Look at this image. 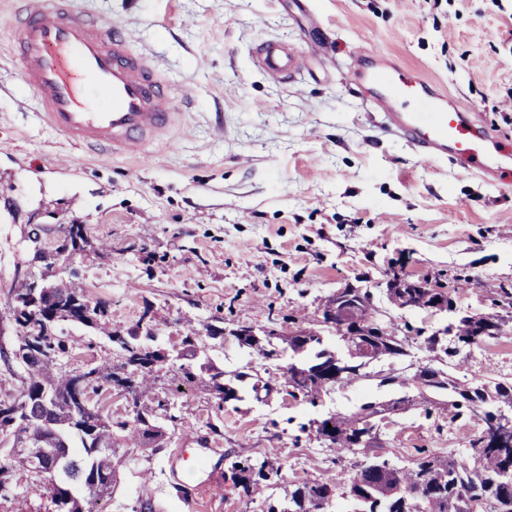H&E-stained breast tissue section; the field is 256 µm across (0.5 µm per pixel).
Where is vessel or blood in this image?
Returning a JSON list of instances; mask_svg holds the SVG:
<instances>
[{"label":"vessel or blood","mask_w":512,"mask_h":512,"mask_svg":"<svg viewBox=\"0 0 512 512\" xmlns=\"http://www.w3.org/2000/svg\"><path fill=\"white\" fill-rule=\"evenodd\" d=\"M11 52L45 126L76 146L134 154L175 122L166 76L123 34L107 31L72 0H23ZM253 54L258 69L275 82L300 69L292 48L281 42L258 43ZM353 79L372 90L386 128L420 157L451 154L489 180L512 164V149L405 67L383 60L355 69Z\"/></svg>","instance_id":"1"}]
</instances>
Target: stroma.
Here are the masks:
<instances>
[{"label":"stroma","instance_id":"1","mask_svg":"<svg viewBox=\"0 0 512 512\" xmlns=\"http://www.w3.org/2000/svg\"><path fill=\"white\" fill-rule=\"evenodd\" d=\"M167 76L181 103L170 135L145 155H102L72 146L41 121L33 92L9 50L20 0H0V183L14 189L0 205V311L17 266L42 273L25 221L44 224L53 250L68 224H84L106 253L76 259L88 297L108 307L109 327L126 331L150 313L156 348L168 358L150 391L178 423L163 421L164 449L150 465L121 467L105 512H132L151 493L163 512H267L288 485H333L328 512H351L342 475L374 461L398 469L426 456L465 460L478 427L450 420L448 393L413 383L421 367L460 386L512 384V173L488 180L453 158L416 155L387 131L362 87L352 82L357 48L387 57L443 88L503 146L512 147V0H74ZM278 41L301 61L277 83L255 66L258 42ZM445 287L459 313L497 309L503 332L450 358L429 351L423 334L448 317L396 309L393 273ZM368 291L406 356L368 363L365 378L318 405L274 385L280 361L212 337L208 326L248 324L280 331L315 327L326 299ZM200 331L198 361L225 379L245 374L242 401L221 404L207 374L184 381L177 354L184 319ZM67 350L57 368L80 372L121 355L105 331L60 325ZM17 330L0 318V400L19 398L24 367L13 357ZM403 384L380 385L388 371ZM423 397L424 407L376 417L373 447L342 453L307 423L351 415L367 401ZM209 447L210 469L264 459L277 479L243 497L231 480L223 494L172 495L175 449ZM0 512H54L36 481L12 484Z\"/></svg>","mask_w":512,"mask_h":512}]
</instances>
